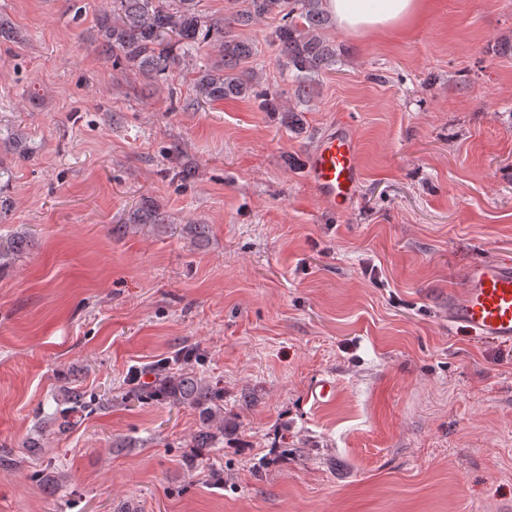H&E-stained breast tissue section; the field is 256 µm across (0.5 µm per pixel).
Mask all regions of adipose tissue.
I'll return each instance as SVG.
<instances>
[{"label":"adipose tissue","instance_id":"1","mask_svg":"<svg viewBox=\"0 0 512 512\" xmlns=\"http://www.w3.org/2000/svg\"><path fill=\"white\" fill-rule=\"evenodd\" d=\"M337 28L357 37L391 34L425 9V0H326Z\"/></svg>","mask_w":512,"mask_h":512}]
</instances>
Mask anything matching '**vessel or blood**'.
I'll return each mask as SVG.
<instances>
[{"instance_id": "vessel-or-blood-1", "label": "vessel or blood", "mask_w": 512, "mask_h": 512, "mask_svg": "<svg viewBox=\"0 0 512 512\" xmlns=\"http://www.w3.org/2000/svg\"><path fill=\"white\" fill-rule=\"evenodd\" d=\"M359 144L352 124L338 118L321 136L306 162L307 178L332 210H344L355 198L362 179ZM463 286L448 294V326L499 341H512V262L469 265Z\"/></svg>"}]
</instances>
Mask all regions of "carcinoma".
Returning a JSON list of instances; mask_svg holds the SVG:
<instances>
[{
  "label": "carcinoma",
  "mask_w": 512,
  "mask_h": 512,
  "mask_svg": "<svg viewBox=\"0 0 512 512\" xmlns=\"http://www.w3.org/2000/svg\"><path fill=\"white\" fill-rule=\"evenodd\" d=\"M325 0H243L244 7L228 16L213 17L197 8V0H112V11L97 17L102 45L112 52V66L137 72L144 80L165 76L179 65L180 49L188 55L204 47L217 49V59L195 71V100L210 103L248 98L265 112H285L284 122L296 127L295 109L280 101L313 96L316 78L331 70L337 60L336 43L326 36L331 16ZM260 23L272 26L284 72L283 85L275 89L250 67L257 48L235 33ZM162 213L142 206L129 217L131 224H161ZM20 237L0 241V266L20 251ZM152 385L136 390V397L188 406L198 411L202 426L194 436L195 447L212 448L224 436V397L186 370L170 371L162 365Z\"/></svg>",
  "instance_id": "carcinoma-1"
}]
</instances>
